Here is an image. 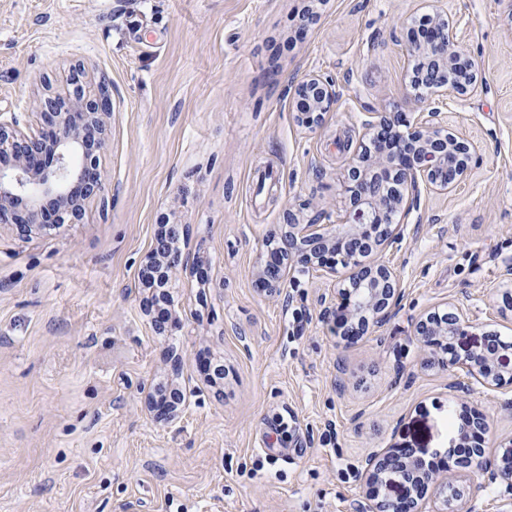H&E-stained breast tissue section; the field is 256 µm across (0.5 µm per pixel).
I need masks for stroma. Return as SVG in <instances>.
<instances>
[{"label": "stroma", "mask_w": 512, "mask_h": 512, "mask_svg": "<svg viewBox=\"0 0 512 512\" xmlns=\"http://www.w3.org/2000/svg\"><path fill=\"white\" fill-rule=\"evenodd\" d=\"M0 0V118L36 134L33 101L74 65L111 83L106 198L25 237L0 224V512H355L369 453L457 443L462 404L486 414L488 456L512 444V390L420 364L415 323L469 316L512 343V14L501 0ZM457 18L483 90L441 105L476 148L469 182L422 191L399 246L391 320L344 346L322 296L349 270L301 275L289 297L255 282L288 205L345 214L342 188L374 112L406 109V32ZM332 80L335 112L310 130L290 89ZM189 267L172 278L174 337L158 335L141 269L163 221ZM224 368L210 382L198 356ZM184 396L156 421L147 393Z\"/></svg>", "instance_id": "stroma-1"}]
</instances>
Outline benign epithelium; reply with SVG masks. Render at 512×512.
I'll use <instances>...</instances> for the list:
<instances>
[{"label": "benign epithelium", "instance_id": "7a95c632", "mask_svg": "<svg viewBox=\"0 0 512 512\" xmlns=\"http://www.w3.org/2000/svg\"><path fill=\"white\" fill-rule=\"evenodd\" d=\"M427 39L408 38L410 54L418 60L417 83L448 100L477 86V66L460 52L456 41L457 22L443 14L431 18ZM297 122L314 129L336 106V85L318 75L307 74L294 84ZM44 128L39 136H29L17 118L0 120V224H14L23 232L68 224L93 197L105 198L104 174L93 152L106 146V118L110 93L106 76L88 79L76 69L61 92H51L40 100ZM433 109L419 113L411 121L409 112H375L363 124L362 141L347 171L345 190L351 209L336 225L312 219L303 224L299 214L288 208L284 222L271 230L267 259L257 271L264 292L282 293L285 272H305L325 268L330 260H344L354 267L356 287L341 288L336 303L322 312L325 320L340 317H371L380 327L390 320L398 304L399 292L392 271L385 265L364 263L359 243L393 247L400 242L397 218L409 214L420 188L450 193L465 184L470 174V148L463 139L448 133L437 121ZM54 202L47 212L43 202ZM184 228L164 226L146 257L143 280L161 267L172 275L184 266L179 250L165 248L166 240L179 237ZM469 323L459 308L431 312L420 319L414 339L426 365L445 370L460 369L486 389L512 385V375L502 372L498 355L486 347L464 355L456 353L453 340ZM148 401L165 422L178 415L179 404L163 392L151 391ZM488 417L479 410L470 413L469 425L460 432H488ZM457 467L481 479L479 487H495L500 512H512V449L489 458L484 446L476 444L470 455L456 461ZM369 489L387 488L396 477L405 479L408 491L393 499L373 495L358 505V512H480L477 495L453 485L426 466L421 450L388 448L371 454L362 473Z\"/></svg>", "mask_w": 512, "mask_h": 512}]
</instances>
